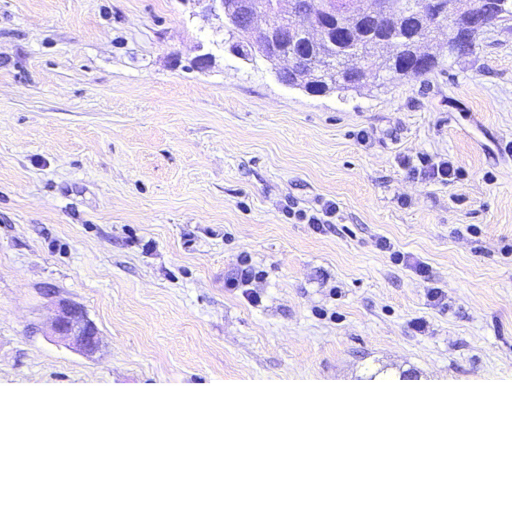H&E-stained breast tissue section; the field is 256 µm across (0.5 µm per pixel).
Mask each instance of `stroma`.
<instances>
[{
	"mask_svg": "<svg viewBox=\"0 0 512 512\" xmlns=\"http://www.w3.org/2000/svg\"><path fill=\"white\" fill-rule=\"evenodd\" d=\"M221 40L209 0H0V385L512 379V29L343 98ZM420 161L425 176L440 184L450 185L459 177V168H455L447 158L434 161L432 157L422 156ZM339 210L337 202L325 201L318 208L291 210L290 215L305 224H312L316 229H322L325 224H333V219L337 217ZM55 335L84 352H93L98 345V330L84 309L74 303H63L53 320Z\"/></svg>",
	"mask_w": 512,
	"mask_h": 512,
	"instance_id": "stroma-1",
	"label": "stroma"
}]
</instances>
